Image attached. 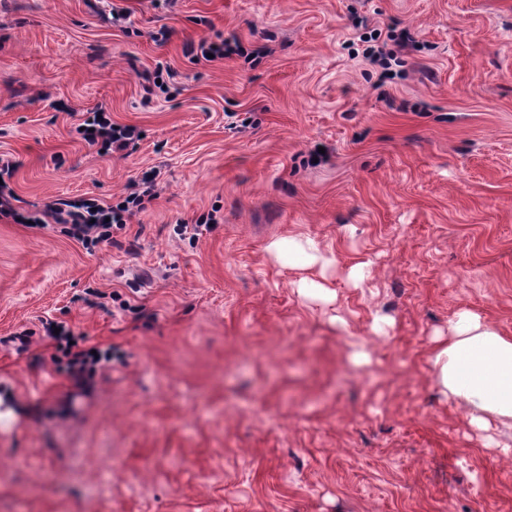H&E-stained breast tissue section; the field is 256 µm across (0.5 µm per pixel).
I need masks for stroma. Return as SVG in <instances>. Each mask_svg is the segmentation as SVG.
<instances>
[{
  "label": "stroma",
  "mask_w": 512,
  "mask_h": 512,
  "mask_svg": "<svg viewBox=\"0 0 512 512\" xmlns=\"http://www.w3.org/2000/svg\"><path fill=\"white\" fill-rule=\"evenodd\" d=\"M394 27L383 82L360 36ZM218 33L268 53L187 55ZM99 108L127 154L78 134ZM1 154L0 512H512L507 435L428 366L460 310L512 335V0H0ZM151 170L93 250L24 222ZM299 234L327 266L269 252ZM48 320L125 364L75 386Z\"/></svg>",
  "instance_id": "35a3bbf8"
}]
</instances>
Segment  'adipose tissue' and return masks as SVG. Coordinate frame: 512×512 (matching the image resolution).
Instances as JSON below:
<instances>
[{
    "instance_id": "1",
    "label": "adipose tissue",
    "mask_w": 512,
    "mask_h": 512,
    "mask_svg": "<svg viewBox=\"0 0 512 512\" xmlns=\"http://www.w3.org/2000/svg\"><path fill=\"white\" fill-rule=\"evenodd\" d=\"M429 366L440 393L467 409L471 424L512 431V336L462 311L435 339Z\"/></svg>"
}]
</instances>
